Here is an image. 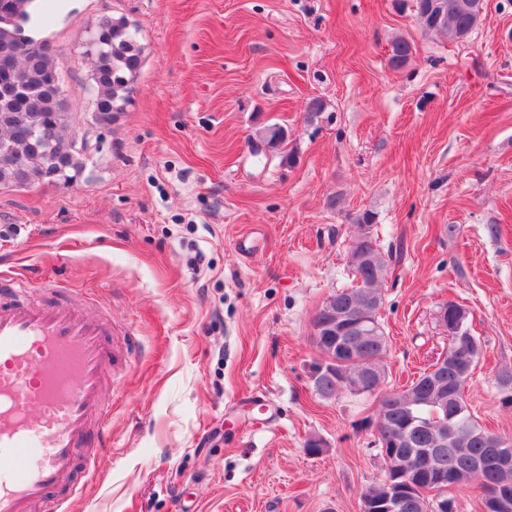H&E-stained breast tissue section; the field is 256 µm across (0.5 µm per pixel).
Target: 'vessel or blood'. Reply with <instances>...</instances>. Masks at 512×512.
Masks as SVG:
<instances>
[{
  "mask_svg": "<svg viewBox=\"0 0 512 512\" xmlns=\"http://www.w3.org/2000/svg\"><path fill=\"white\" fill-rule=\"evenodd\" d=\"M0 301V512H64L80 469L108 447L112 345L104 317L39 300L10 279Z\"/></svg>",
  "mask_w": 512,
  "mask_h": 512,
  "instance_id": "vessel-or-blood-1",
  "label": "vessel or blood"
}]
</instances>
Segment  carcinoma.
Segmentation results:
<instances>
[{
  "label": "carcinoma",
  "instance_id": "cac0c4a2",
  "mask_svg": "<svg viewBox=\"0 0 512 512\" xmlns=\"http://www.w3.org/2000/svg\"><path fill=\"white\" fill-rule=\"evenodd\" d=\"M30 2L5 0L8 15L14 20L0 15V68L13 65L11 84L0 85V188H30L44 183L67 186L85 169L84 152L76 149L66 135V96L57 81L60 71L54 57L31 39L27 40L25 54L18 55L17 20L28 17ZM470 3L471 0H416L415 8L426 31L457 41L466 38L480 21V16L469 9ZM86 46V53L94 58L93 120L100 126H109L131 102L132 84L141 65L137 31L123 18H104L93 29ZM410 53L411 45L406 39L394 40L391 66H404ZM45 124L54 129L51 140L30 136L33 129ZM262 138L268 151L277 152L285 143L286 132L272 125L262 131ZM351 256L352 286L336 291L318 310L314 321L320 325L332 322L336 304L348 303L355 309L369 310L364 329L350 342L334 331H324L313 341L321 352L337 357L352 347L356 355L339 368L353 375L365 367L380 374L387 340L377 310L385 260L379 250H371L360 238L351 246ZM442 312L449 343L447 354L435 366L448 364L443 373L448 412L436 403L433 389L424 387L433 374L430 368L396 394L391 390L378 394L357 390L352 384L339 383L334 374L323 373L315 378L317 389L325 397L346 389L356 396L377 395L381 409L392 401H402L403 406L393 411L397 434L376 438L377 449L385 458L383 472L361 493L364 502L393 499L394 512H434L436 508L456 512L448 490L474 481L488 489L506 480L512 482V466L505 469L490 456L491 440L501 435L485 430L474 420L464 393L465 382L482 355L484 341L466 326V311L460 305L450 302ZM446 416L458 428L448 431V442L444 444L440 422ZM478 461L486 467L475 468ZM427 490H434L445 499L436 506L425 494Z\"/></svg>",
  "mask_w": 512,
  "mask_h": 512
}]
</instances>
